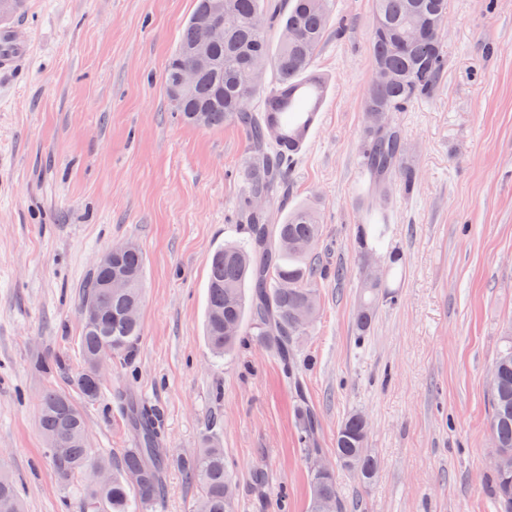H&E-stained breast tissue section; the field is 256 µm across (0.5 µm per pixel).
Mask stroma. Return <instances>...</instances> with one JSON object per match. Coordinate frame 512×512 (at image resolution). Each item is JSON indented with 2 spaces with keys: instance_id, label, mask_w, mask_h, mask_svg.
<instances>
[{
  "instance_id": "obj_1",
  "label": "stroma",
  "mask_w": 512,
  "mask_h": 512,
  "mask_svg": "<svg viewBox=\"0 0 512 512\" xmlns=\"http://www.w3.org/2000/svg\"><path fill=\"white\" fill-rule=\"evenodd\" d=\"M13 18L28 53L0 72V465L24 512H66L86 479L57 481L37 426L47 387L81 366L80 297L96 259L134 242L145 258L136 359L105 368L85 405L92 448L119 455L126 391L155 409L168 448L192 454L218 434L236 482L234 512H307L310 462L293 392L261 346L213 358L204 340L209 261L242 240L234 205L244 132L185 125L163 71L194 0H25ZM372 0H336L315 68L322 112L287 174L291 203L316 201L321 310L295 355L332 457L349 413L370 422V484L336 469L346 512H497L491 495L489 373L512 326V0H448L447 64L434 96L394 121L420 181L398 194L377 260L402 254L396 301L358 338L364 96ZM58 358L53 376L34 357ZM267 485L257 491L255 470ZM178 467L158 512H191Z\"/></svg>"
}]
</instances>
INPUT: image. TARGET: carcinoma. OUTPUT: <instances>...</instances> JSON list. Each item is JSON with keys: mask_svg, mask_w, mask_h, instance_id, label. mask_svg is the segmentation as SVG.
Wrapping results in <instances>:
<instances>
[{"mask_svg": "<svg viewBox=\"0 0 512 512\" xmlns=\"http://www.w3.org/2000/svg\"><path fill=\"white\" fill-rule=\"evenodd\" d=\"M208 3L196 0L165 67V83L174 81L187 64L185 49L196 41ZM373 4V75L364 101L363 150L372 195L358 225L363 244L369 237L377 243L383 239L393 200L388 176L396 173L405 190L414 188L417 173L403 166V141L392 116L430 96L440 83L446 65L442 33L448 21V0H373ZM332 9L333 0H285L283 11L275 15L266 0H224V41L210 48L216 67L202 74L182 105L174 108L188 123H196L193 114L200 112L202 127L219 129L232 123L249 139L251 155L235 210L246 239L217 247L211 257L206 340L217 358L234 353L244 336L274 352L295 393V428L309 460L322 453L319 418L305 395L295 347L318 314L316 291L309 281L328 271L312 262L320 235L317 203L289 205L286 175L315 121L311 100L326 92L327 81L314 70V60ZM425 17L433 21L432 26L409 37ZM257 59L267 63L274 82L253 70ZM259 197L267 201L263 211L254 207ZM399 263L398 255L389 256L377 283L360 276L362 303L356 316L360 334L369 332L377 301L394 297L391 283L398 276ZM143 267L141 250L127 243L117 256L116 271L130 275L133 286L111 292L103 287L108 272L98 269L82 295L83 364L70 383L87 402L102 392L93 376L98 357L109 355L128 362L134 356L141 323L128 318V311L141 306ZM93 309L102 313L95 323L89 317ZM491 372L495 378L490 387L492 434L499 449L512 456V328L503 337ZM124 413L131 447L114 462L90 448L85 415L69 394L56 389L42 393L38 426L61 486H68L75 476L90 475L94 468L112 476L106 486L89 482L71 506L72 512H156L164 473L171 464L181 467L197 487L195 512H233V476L224 464V445L218 436L206 435L201 448L175 458L161 447L164 436L152 408L128 398ZM364 418L353 412L342 421L334 454L341 466L369 484L377 474L378 461L367 448L369 430ZM494 491L499 512H512V470L494 472ZM329 499L343 512L334 472L311 469L308 512H319ZM0 512H22L17 483L3 469Z\"/></svg>", "mask_w": 512, "mask_h": 512, "instance_id": "carcinoma-1", "label": "carcinoma"}]
</instances>
